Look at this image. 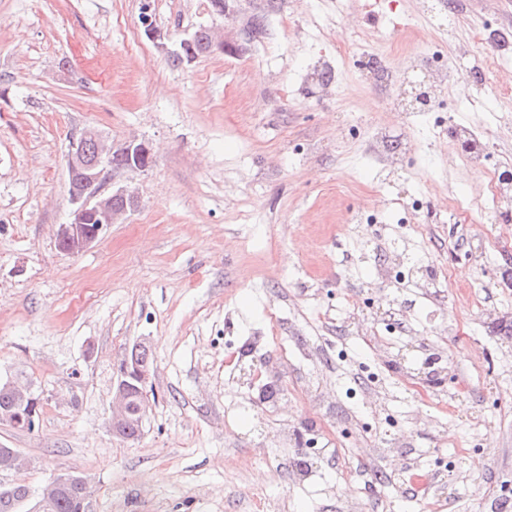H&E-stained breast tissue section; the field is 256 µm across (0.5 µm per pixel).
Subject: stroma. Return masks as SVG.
Returning a JSON list of instances; mask_svg holds the SVG:
<instances>
[{
	"instance_id": "stroma-1",
	"label": "stroma",
	"mask_w": 512,
	"mask_h": 512,
	"mask_svg": "<svg viewBox=\"0 0 512 512\" xmlns=\"http://www.w3.org/2000/svg\"><path fill=\"white\" fill-rule=\"evenodd\" d=\"M422 2L232 0L222 14L211 0H0V377L43 394L34 431L0 425V448L32 461L0 482L81 473L94 512H263L267 499L277 512H495L512 482V208L462 220L448 201L483 194L484 169L512 159V64L489 73L454 52L473 30L512 29V0H463L451 38ZM202 27L236 52L171 66ZM364 52L385 57L391 87L358 67ZM433 57L450 61L439 109L405 117ZM321 60L337 69L329 92L309 78ZM479 124L485 167L449 159L454 127ZM87 127L149 143L154 162L109 178L139 206L73 256L55 229ZM378 136L407 144L403 169L383 174ZM395 238L426 253L423 277L447 269L455 287L377 286ZM374 289L367 336L349 335L353 299ZM140 339L155 399L123 442L108 430L112 384ZM414 362L423 398L399 383ZM273 377L280 393L263 401ZM379 403L413 428L409 445L385 448ZM311 437L321 452L307 457Z\"/></svg>"
}]
</instances>
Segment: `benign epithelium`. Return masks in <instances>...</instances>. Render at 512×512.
<instances>
[{"label": "benign epithelium", "instance_id": "7a95c632", "mask_svg": "<svg viewBox=\"0 0 512 512\" xmlns=\"http://www.w3.org/2000/svg\"><path fill=\"white\" fill-rule=\"evenodd\" d=\"M123 156V164L112 171L141 172L147 169L142 157L152 155L148 144L137 139L125 142L118 150L94 128L85 129L81 136L73 141L67 157L70 197L73 208L69 221L57 225L55 232L58 248L68 254H79L93 245L110 224H117L138 206L135 192L120 187L109 193L102 191L103 175L112 155ZM120 198L124 205L115 206L113 200ZM153 372L149 365L135 366V378L140 384L138 394L132 395L128 383L120 381L113 385L110 427L112 435L125 438L124 428L132 415L145 419L151 403L146 385ZM28 460L16 449L6 451L0 458V469L11 470L22 467ZM43 494L32 502V510L41 512L48 503L50 494L62 491H77L81 494V506L85 512H91L94 488L89 480L78 474L64 473L50 478L42 486Z\"/></svg>", "mask_w": 512, "mask_h": 512}]
</instances>
